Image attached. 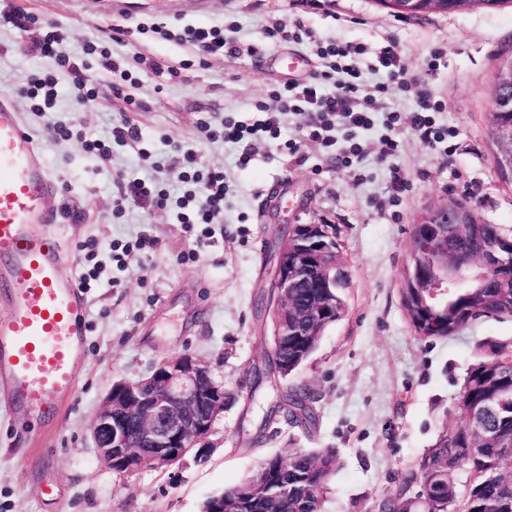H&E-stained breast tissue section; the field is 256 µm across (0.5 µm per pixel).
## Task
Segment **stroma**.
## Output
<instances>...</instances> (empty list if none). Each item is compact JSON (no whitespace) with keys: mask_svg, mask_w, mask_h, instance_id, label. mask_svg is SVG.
I'll return each mask as SVG.
<instances>
[{"mask_svg":"<svg viewBox=\"0 0 512 512\" xmlns=\"http://www.w3.org/2000/svg\"><path fill=\"white\" fill-rule=\"evenodd\" d=\"M38 17L20 28L0 22V96H15L27 71L53 72L60 89L55 107L39 114L22 108L26 130L60 183L48 201L58 213L59 235L71 255L62 267L80 278L89 267L85 247L94 244L103 266L86 289L85 363L74 396L52 422L16 420L0 404V512H200L210 496L237 486L261 461L286 448H332L339 469L323 512H371L407 464L430 448L443 431L463 423L457 409L466 370L478 357L477 341L512 337V318H484L456 335H415L401 302L413 224L445 203L466 201L481 220L512 232V184L496 170L497 148L489 136L498 68L512 60V0L490 10L409 18L375 0H12ZM303 21L313 37L303 43L267 39L275 25ZM56 25L61 51L78 56L91 76L96 102L85 112L68 95L70 71L32 52L41 23ZM168 33H154L156 24ZM220 25L242 51L192 62L178 75L145 72L148 59L168 66L190 60L176 35L187 25ZM127 29L109 39L113 27ZM395 39L414 80L413 91L390 97L389 106L409 111L418 89L430 90L442 106L438 124L454 133V148H429L400 127L399 154L379 160L386 133L382 120L359 131L370 152L349 167L335 147L303 140L304 117L286 122L285 138L299 141V156L276 141L255 147L247 168L234 145L202 140L201 121L248 120L252 105L278 84L301 81L319 67V47L332 40L364 45L359 60L369 83L374 51ZM94 45L85 53L86 45ZM261 50L255 62L250 47ZM441 52L440 65L427 61ZM111 56L136 78L126 92L128 108L101 66ZM135 124L142 143L116 144L108 166L81 142L53 135L58 124L87 122L99 139L112 137L121 120ZM200 152L206 165L223 169L229 190L224 212L213 224H181L174 205L135 197L115 208L114 183L157 177L171 195H181V170L173 146ZM149 157H142L141 149ZM400 171L409 184L393 196ZM295 224H332L350 276L348 309L329 327L310 359L291 380H264L270 339L256 312L269 292L273 244ZM135 248L127 266L108 262L111 248ZM189 353L205 361L224 385V413L210 436L212 451L199 461L186 456L166 469L118 473L97 457L91 423L118 380L134 381L166 357ZM315 397L317 427L307 432L289 423L275 406L287 383ZM259 445H250L255 435Z\"/></svg>","mask_w":512,"mask_h":512,"instance_id":"stroma-1","label":"stroma"}]
</instances>
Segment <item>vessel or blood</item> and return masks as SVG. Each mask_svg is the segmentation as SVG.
<instances>
[{"label":"vessel or blood","mask_w":512,"mask_h":512,"mask_svg":"<svg viewBox=\"0 0 512 512\" xmlns=\"http://www.w3.org/2000/svg\"><path fill=\"white\" fill-rule=\"evenodd\" d=\"M58 181L13 99L0 97V395L24 414L58 416L86 354L87 303L64 278L65 252L46 201Z\"/></svg>","instance_id":"vessel-or-blood-1"}]
</instances>
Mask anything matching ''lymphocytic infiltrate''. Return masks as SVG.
Segmentation results:
<instances>
[{
  "instance_id": "1",
  "label": "lymphocytic infiltrate",
  "mask_w": 512,
  "mask_h": 512,
  "mask_svg": "<svg viewBox=\"0 0 512 512\" xmlns=\"http://www.w3.org/2000/svg\"><path fill=\"white\" fill-rule=\"evenodd\" d=\"M181 42L191 46L199 59L211 56L239 55L240 48L224 36L218 26L184 28ZM364 46L342 41H331L319 51L321 67L303 81H290L267 93L254 105V120L244 123L225 119L220 127L201 124L200 133L205 140H221L236 144L239 149L238 165L247 167L254 156L253 141L277 139L281 136L283 118L288 114L314 112L322 116L319 124L303 131L305 139L327 141L333 123H340L349 131L370 128L372 117L381 108L382 98L410 89L412 79L405 66L395 40H387L377 50L380 66L386 76L384 82L369 85L363 70L351 61L352 56L363 54ZM440 105L428 91H419L413 109L408 113L389 111L386 126L390 131L379 151L380 160H387L399 152V142L393 132L399 125H408L420 139L432 148H440L448 140L445 128L436 124L434 114ZM187 182H203V195L186 194L177 215L182 224H211L224 211V195L228 184L222 169L207 168L193 150L177 151L173 158Z\"/></svg>"
}]
</instances>
